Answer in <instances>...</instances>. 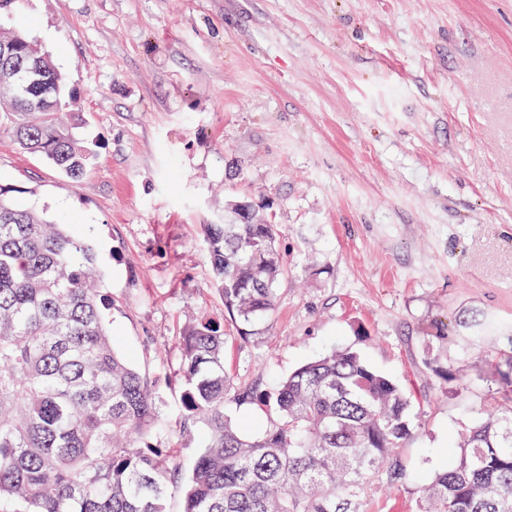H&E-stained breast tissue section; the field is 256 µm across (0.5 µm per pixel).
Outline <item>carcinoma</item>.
I'll list each match as a JSON object with an SVG mask.
<instances>
[{
    "label": "carcinoma",
    "instance_id": "1",
    "mask_svg": "<svg viewBox=\"0 0 512 512\" xmlns=\"http://www.w3.org/2000/svg\"><path fill=\"white\" fill-rule=\"evenodd\" d=\"M32 39L0 34V75ZM44 81L59 94L0 97V132L71 182L93 152L80 136V95L51 54ZM25 188L0 183V512H361L363 501L408 481L411 400L352 349L296 368L269 394L231 385L224 321L201 318L178 336L179 428L203 448L182 476L158 446L154 385L116 348L111 302L88 241L24 208ZM281 228L248 211L205 224L203 238L224 308L242 339L271 319L286 268ZM496 391L448 467L419 490L416 512H512V356H485ZM251 405L268 425L246 436L226 413Z\"/></svg>",
    "mask_w": 512,
    "mask_h": 512
}]
</instances>
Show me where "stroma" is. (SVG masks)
Here are the masks:
<instances>
[{
	"label": "stroma",
	"instance_id": "stroma-1",
	"mask_svg": "<svg viewBox=\"0 0 512 512\" xmlns=\"http://www.w3.org/2000/svg\"><path fill=\"white\" fill-rule=\"evenodd\" d=\"M0 25L53 54L98 145L71 183L0 133V181L92 243L182 471L177 338L224 315L199 227L247 201L287 268L259 337L228 329L227 372L268 392L357 349L417 415L408 483L362 512H414L484 413L481 356L512 355V0H25Z\"/></svg>",
	"mask_w": 512,
	"mask_h": 512
}]
</instances>
